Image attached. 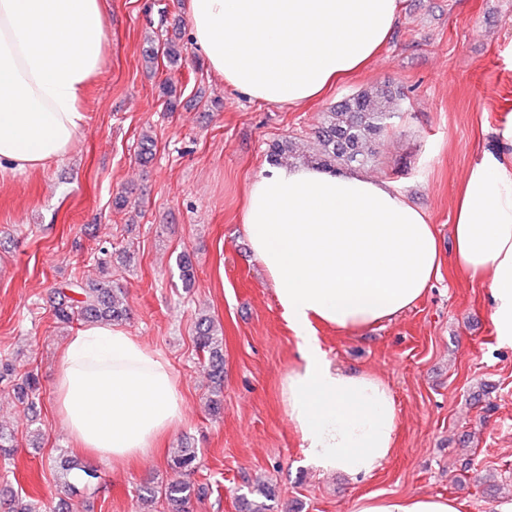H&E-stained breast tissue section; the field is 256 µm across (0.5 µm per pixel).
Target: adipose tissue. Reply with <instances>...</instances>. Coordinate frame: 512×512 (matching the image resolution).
Here are the masks:
<instances>
[{
	"label": "adipose tissue",
	"instance_id": "ef3b65f1",
	"mask_svg": "<svg viewBox=\"0 0 512 512\" xmlns=\"http://www.w3.org/2000/svg\"><path fill=\"white\" fill-rule=\"evenodd\" d=\"M211 72L249 99L298 107L362 70L402 0H181ZM102 0H0V174L66 156L86 128L85 89L104 61ZM462 182L452 226L459 266L488 291L512 346V113ZM242 229L272 282L299 364L281 382L314 468L366 478L395 446L397 408L367 372L329 359L318 326L358 332L421 300L442 263L436 228L388 183L358 171L271 164L249 183ZM58 413L87 451L115 464L150 455L184 414L169 362L125 327L81 325L55 380ZM355 512H459L428 494L360 498Z\"/></svg>",
	"mask_w": 512,
	"mask_h": 512
}]
</instances>
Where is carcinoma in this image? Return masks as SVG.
<instances>
[{"label":"carcinoma","mask_w":512,"mask_h":512,"mask_svg":"<svg viewBox=\"0 0 512 512\" xmlns=\"http://www.w3.org/2000/svg\"><path fill=\"white\" fill-rule=\"evenodd\" d=\"M184 44L168 40L161 53L146 55L153 64L162 56L170 63L181 57ZM404 92L389 83L362 88L331 106L323 114L320 126L314 131V152L308 162L322 168L336 170L353 166H365L376 156V146L396 117L394 105L403 99ZM270 159L278 161L293 153V142L279 139L269 145ZM155 155V141L148 134L142 135L138 143V158L148 164ZM112 252L100 249L98 266L102 277L95 283L72 280L58 288L54 317L60 324L75 321H109L119 323L127 319L128 308L120 297L121 289L113 285L111 277ZM196 349L203 354L208 374L214 384L213 396L208 401L211 414L221 413L220 393L224 384L223 338L218 335L213 321L202 317L197 323ZM172 466L185 472V478L166 483L155 489L143 487L137 498L143 504L163 503V512H190L193 499L204 494L203 488L195 485L188 475L199 465L197 452L193 448H182L171 459ZM60 470L57 491L66 497L80 492L94 493L98 490L97 470L75 463L67 458H58ZM274 492L262 481L255 483L252 497L240 501V512H270L268 501ZM0 512H41L30 500L7 499L0 502Z\"/></svg>","instance_id":"cac0c4a2"}]
</instances>
